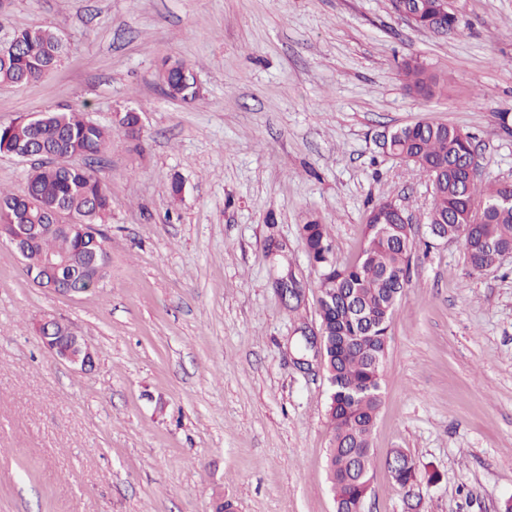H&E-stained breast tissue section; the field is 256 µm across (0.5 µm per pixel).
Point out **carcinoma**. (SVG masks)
Returning <instances> with one entry per match:
<instances>
[{
  "label": "carcinoma",
  "instance_id": "cac0c4a2",
  "mask_svg": "<svg viewBox=\"0 0 512 512\" xmlns=\"http://www.w3.org/2000/svg\"><path fill=\"white\" fill-rule=\"evenodd\" d=\"M422 13L418 27L453 35L459 19L453 11L435 19L437 0H417ZM68 50L54 29L27 28L16 32L0 56V84L24 86L55 69ZM406 87L421 95L434 92L438 81L415 62L403 66ZM164 84L180 99L198 97L194 77L181 62L165 64ZM125 127L114 129L137 138L141 128L133 110L123 113ZM86 112H36L0 127V154L32 157L61 151L65 159L42 162L28 175L19 193L0 190V225L20 230L28 224L43 229L28 245L25 262L38 270L47 257L68 262L64 287L100 288L112 268L106 235L101 230L111 200L101 178L86 160L108 150L112 130ZM393 155L404 156L416 171L437 178L426 223L435 224L448 238L459 237L463 226L475 227L465 243L467 262L482 274L496 269L503 252L512 250V205L499 198L512 195L500 184L481 185L462 175L471 160L472 138L452 125L404 126L394 131ZM485 202L481 211L472 208ZM302 236L318 273V299L324 330L323 356L330 389L331 442L327 451V480L336 512H363L370 487L372 432L381 405L380 371L387 353L388 328L401 297L396 287L407 272L414 248L412 231L401 224L388 202L372 207L366 217L365 245L358 259L338 265L331 260L332 244L326 225L302 226Z\"/></svg>",
  "mask_w": 512,
  "mask_h": 512
}]
</instances>
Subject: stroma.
<instances>
[{
  "instance_id": "obj_1",
  "label": "stroma",
  "mask_w": 512,
  "mask_h": 512,
  "mask_svg": "<svg viewBox=\"0 0 512 512\" xmlns=\"http://www.w3.org/2000/svg\"><path fill=\"white\" fill-rule=\"evenodd\" d=\"M437 36L391 0H9L0 42L48 26L69 52L0 84V125L80 109L113 132L98 165L112 272L78 296L36 286L0 243V512H336L326 479L329 385L299 365L318 322L303 224L337 263L370 208L401 207L415 248L388 331L365 512H503L512 500V255L472 273L432 240L428 180L380 142L428 120L470 134L483 183L512 181V0H451ZM195 100L169 98L163 61ZM437 76L410 92L405 61ZM181 180L182 193L172 191ZM300 297L285 306L278 286ZM71 324L91 371L57 361L36 321ZM418 471L394 479L395 451ZM166 87L177 89L181 100H193L198 97L197 87L194 85V77L188 66L181 62H173L165 64L160 72ZM163 85V83H162ZM166 90V87L163 85Z\"/></svg>"
}]
</instances>
